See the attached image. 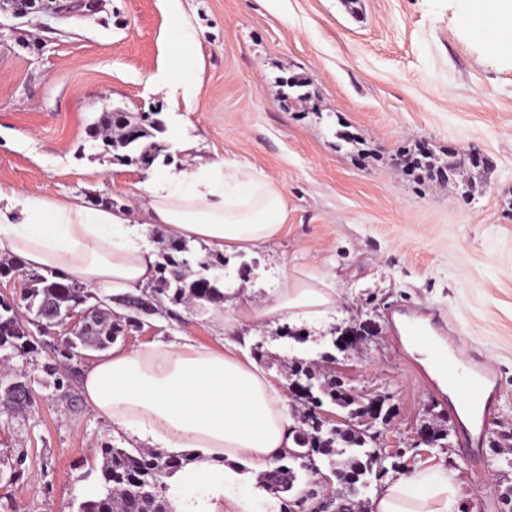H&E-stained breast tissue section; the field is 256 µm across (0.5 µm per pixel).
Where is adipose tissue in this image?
<instances>
[{
	"mask_svg": "<svg viewBox=\"0 0 512 512\" xmlns=\"http://www.w3.org/2000/svg\"><path fill=\"white\" fill-rule=\"evenodd\" d=\"M482 28L499 32V55L512 59V0H478ZM288 222V196L270 177L229 159L150 177L136 214L38 198L0 187V253L31 270H57L69 283L139 293L156 268L145 244L152 225L216 252L260 248ZM336 290L315 265L285 270L283 286L261 303L215 310L214 329L227 346L155 342L113 348L86 371L89 408L136 442L194 459L170 482L177 512H251L267 500L255 485L279 457L295 448L287 401L247 350L232 343L245 327L284 320H317L335 308ZM212 495L196 501L201 489ZM373 512H459L447 471H423L387 484Z\"/></svg>",
	"mask_w": 512,
	"mask_h": 512,
	"instance_id": "ef3b65f1",
	"label": "adipose tissue"
}]
</instances>
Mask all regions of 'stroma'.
Returning <instances> with one entry per match:
<instances>
[{
  "instance_id": "stroma-1",
  "label": "stroma",
  "mask_w": 512,
  "mask_h": 512,
  "mask_svg": "<svg viewBox=\"0 0 512 512\" xmlns=\"http://www.w3.org/2000/svg\"><path fill=\"white\" fill-rule=\"evenodd\" d=\"M36 0L0 13V186L89 206L135 207L151 175L184 166V140L208 162L236 161L288 195L284 232L224 257V300L266 299L285 268L318 264L336 306L316 323L250 332L251 354L277 388L314 360L345 392L383 403L360 429L377 433L385 471L371 484L448 469L459 512H512V60L498 34L470 21L469 0H98L63 12ZM192 35L193 96L148 85L176 77L172 36ZM307 96L289 98L287 80ZM160 120L152 165L104 149L92 129L112 110ZM455 149L453 182L396 170L402 152ZM490 161L482 195L466 198L471 152ZM404 309L453 314L463 347L495 372L497 417L477 453L461 446L447 399L400 350ZM204 307L155 304L115 341L220 345ZM364 326L349 346L334 328ZM68 330L28 351L0 348V389L27 375L37 403L0 405V512H78L99 494L101 448L135 442L93 414L80 389L98 358L59 356ZM440 441L420 442L422 428Z\"/></svg>"
}]
</instances>
